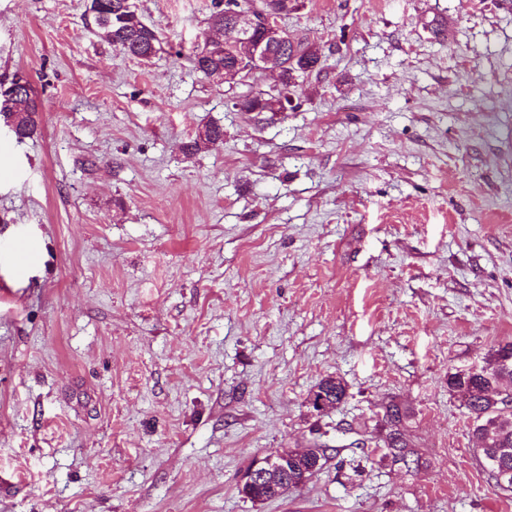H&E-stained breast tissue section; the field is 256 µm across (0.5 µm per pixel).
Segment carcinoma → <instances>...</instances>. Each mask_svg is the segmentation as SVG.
Here are the masks:
<instances>
[{"instance_id":"cac0c4a2","label":"carcinoma","mask_w":512,"mask_h":512,"mask_svg":"<svg viewBox=\"0 0 512 512\" xmlns=\"http://www.w3.org/2000/svg\"><path fill=\"white\" fill-rule=\"evenodd\" d=\"M122 2L124 0L90 2L88 12L99 35L131 58H153L159 45L157 30L145 23L137 11L122 10ZM273 53L279 61L280 76L285 85L323 70V55L314 44L303 46L289 36L285 45L273 48ZM238 63L237 56L229 48L207 52L200 47L192 57L194 69L214 80L221 78L224 69L234 68ZM277 95L279 92L273 90L249 92L238 96L232 107L241 112H271ZM39 112L38 99L28 82L12 94L0 93V119L12 128L15 139L20 142L37 134ZM199 131L205 136L197 135L182 144L185 155L194 156L224 143V127L218 123H208ZM448 392L473 420L477 459L494 481V488L512 492V342L492 348L478 367L448 373ZM311 393L326 394L328 408L332 409L342 402L346 388L341 380L328 376L320 380ZM381 409L386 431L385 456L394 463H419V454L404 426L408 412L392 401L381 404ZM330 459V448L315 439L299 457L305 470L292 468L286 477L272 474L265 485L243 489L241 493L253 502L277 499L305 485L314 475L310 467L315 465L320 471Z\"/></svg>"}]
</instances>
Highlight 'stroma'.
Segmentation results:
<instances>
[{
  "label": "stroma",
  "mask_w": 512,
  "mask_h": 512,
  "mask_svg": "<svg viewBox=\"0 0 512 512\" xmlns=\"http://www.w3.org/2000/svg\"><path fill=\"white\" fill-rule=\"evenodd\" d=\"M135 3L146 63L88 0H0V80L41 104L0 124V249L38 254L0 256V512H512L448 392L512 341V0H301L325 68L260 114L193 68L214 0ZM391 400L419 464L370 437ZM315 436L309 482L240 493ZM90 1L88 12L104 40L137 60L146 58L150 61L156 55L159 36L155 27L145 23L136 9L117 14L123 9L122 2L131 0ZM23 80L25 85L13 94L0 93V119L19 142L34 137L39 128V102L29 81ZM205 133V137L199 135L190 138L181 146L182 152L186 156H194L198 153L205 152L224 143V127L218 123H208L198 129ZM321 392H324L326 394L327 399L329 401L327 409H332V408L336 407V405H338L342 402V400L344 399V397L346 395V388L341 380L328 376V377L320 380L314 386V388L308 394V401L312 394L320 395ZM324 393H322V398H320L316 403V406L319 409H322L324 407V403H325V394ZM304 453L298 457L300 462H304L305 471L301 469L290 468L288 454L282 451L266 454L256 455L253 457L250 466L246 469L241 476L240 485L251 487L252 485H260L266 479L270 472L277 470L281 471L284 475H288L286 479L283 475L269 476L265 485L258 488H250L239 491L252 502H265L273 499L280 498L285 493L291 490H296L303 485L317 472L322 470L328 461L332 458L328 451H334L333 448H328L325 444L314 439L308 448H301ZM319 462L316 470L311 471L310 467Z\"/></svg>",
  "instance_id": "obj_1"
}]
</instances>
